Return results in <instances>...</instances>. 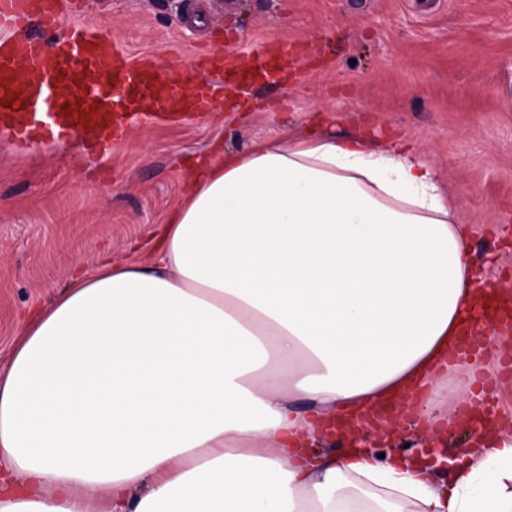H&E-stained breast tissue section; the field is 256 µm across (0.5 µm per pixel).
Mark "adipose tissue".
I'll return each mask as SVG.
<instances>
[{"mask_svg": "<svg viewBox=\"0 0 512 512\" xmlns=\"http://www.w3.org/2000/svg\"><path fill=\"white\" fill-rule=\"evenodd\" d=\"M143 263L74 282L0 377V512H512V426L449 482L378 457L485 339L474 225L405 139L310 133L205 159ZM362 446H328L335 423Z\"/></svg>", "mask_w": 512, "mask_h": 512, "instance_id": "obj_1", "label": "adipose tissue"}]
</instances>
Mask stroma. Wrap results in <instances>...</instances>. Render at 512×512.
<instances>
[{
	"label": "stroma",
	"instance_id": "stroma-1",
	"mask_svg": "<svg viewBox=\"0 0 512 512\" xmlns=\"http://www.w3.org/2000/svg\"><path fill=\"white\" fill-rule=\"evenodd\" d=\"M68 23L133 61L220 60L299 43L276 82L220 83L211 109L132 124L109 152L0 131V372L35 313L101 262L141 261L194 165L305 133H397L475 225L486 280L512 288V0H65Z\"/></svg>",
	"mask_w": 512,
	"mask_h": 512
}]
</instances>
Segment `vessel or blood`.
<instances>
[{
	"instance_id": "obj_1",
	"label": "vessel or blood",
	"mask_w": 512,
	"mask_h": 512,
	"mask_svg": "<svg viewBox=\"0 0 512 512\" xmlns=\"http://www.w3.org/2000/svg\"><path fill=\"white\" fill-rule=\"evenodd\" d=\"M0 25L21 38L0 42V127L18 141L89 133V148L111 149L127 127L118 109L164 99L175 112H202L212 79L186 96L173 87L183 59L167 60V77L153 64L128 60L109 37H90L84 26H64L57 0H0ZM16 103L6 104L7 95Z\"/></svg>"
}]
</instances>
